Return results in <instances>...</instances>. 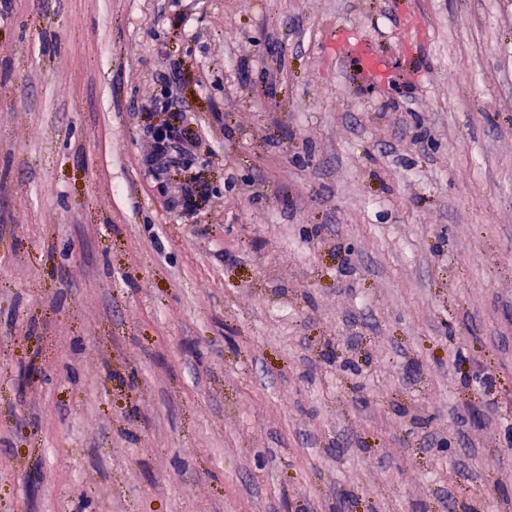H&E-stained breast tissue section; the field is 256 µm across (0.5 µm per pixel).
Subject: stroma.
<instances>
[{"label": "stroma", "instance_id": "obj_1", "mask_svg": "<svg viewBox=\"0 0 512 512\" xmlns=\"http://www.w3.org/2000/svg\"><path fill=\"white\" fill-rule=\"evenodd\" d=\"M0 512H512V0H0ZM154 148L147 162L157 178H161L171 164L175 144L182 140L181 132L174 126L158 130L153 135Z\"/></svg>", "mask_w": 512, "mask_h": 512}]
</instances>
